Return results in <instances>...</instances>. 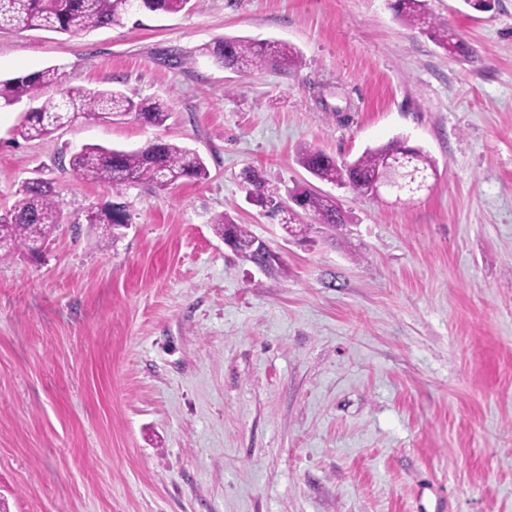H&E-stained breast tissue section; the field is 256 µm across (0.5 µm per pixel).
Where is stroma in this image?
<instances>
[{
	"label": "stroma",
	"instance_id": "obj_1",
	"mask_svg": "<svg viewBox=\"0 0 512 512\" xmlns=\"http://www.w3.org/2000/svg\"><path fill=\"white\" fill-rule=\"evenodd\" d=\"M472 48L451 57L388 0H197L70 36L0 32V79L51 65L64 85L157 96L165 126L77 119L25 140L0 107V215L33 178L64 223L41 258L0 261V512H512V0H427ZM224 37L300 50L295 71L213 63ZM395 137L436 176L405 202L313 179L310 145L350 161ZM162 138L207 180L136 185L116 241L74 176L87 144ZM261 171L271 205L247 197ZM299 186L349 215L288 236ZM228 214L277 275L214 232Z\"/></svg>",
	"mask_w": 512,
	"mask_h": 512
}]
</instances>
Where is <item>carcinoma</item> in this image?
<instances>
[{
    "instance_id": "cac0c4a2",
    "label": "carcinoma",
    "mask_w": 512,
    "mask_h": 512,
    "mask_svg": "<svg viewBox=\"0 0 512 512\" xmlns=\"http://www.w3.org/2000/svg\"><path fill=\"white\" fill-rule=\"evenodd\" d=\"M140 10L148 12H178L191 0H138ZM395 17L404 25L427 35L452 57H465L469 48L426 8L425 0H394ZM132 13L127 0H0V29H46L78 36L84 32L121 23ZM216 64L239 72L268 65L295 70L302 62L300 53L291 45L278 41L256 42L243 38H222L211 48ZM60 68L47 67L29 74L0 80V102L13 105L44 87L55 86L58 97L40 108L25 113L17 134L27 140L44 138L82 117L98 122L105 115L123 118L132 116L151 126L165 125L171 116L168 101L152 96L135 100L119 90H85L62 87ZM410 154L413 166L420 174L436 172L435 163L423 149L409 147L396 138L384 145L368 148L352 161L336 158L311 146L298 151L301 166L315 179L346 185L363 196L370 194L376 178L396 157ZM75 176L99 183L112 191V199L89 212L87 222L95 224L107 237L117 238L118 225L129 222L124 191L134 185L166 187L178 181L201 182L208 178L204 160L191 150L165 139L134 151L87 145L69 159ZM240 178L252 187V193L267 199L265 180L258 169L248 166ZM294 207L286 209V231L297 237L305 234L311 224L334 227L347 223V214L336 201L307 188H298L290 195ZM63 211L54 186L42 179L25 182L12 209L0 215V260L19 251L32 249L38 237L49 241L59 229ZM214 230L223 240L230 241L241 259L264 267L272 273L279 259H264L256 249V236L244 224H236L226 215L213 219Z\"/></svg>"
}]
</instances>
